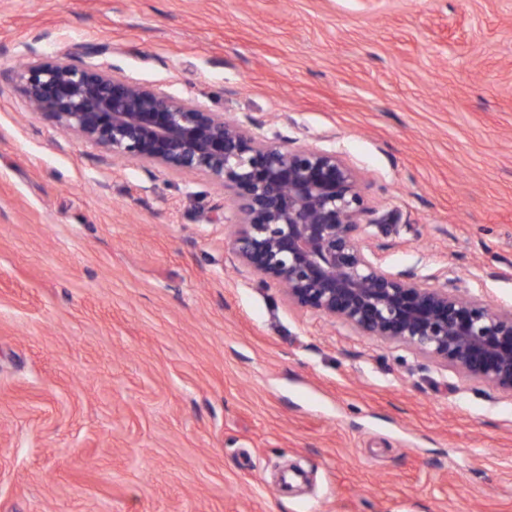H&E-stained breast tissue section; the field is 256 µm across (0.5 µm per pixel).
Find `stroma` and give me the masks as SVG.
<instances>
[{"instance_id":"stroma-1","label":"stroma","mask_w":512,"mask_h":512,"mask_svg":"<svg viewBox=\"0 0 512 512\" xmlns=\"http://www.w3.org/2000/svg\"><path fill=\"white\" fill-rule=\"evenodd\" d=\"M331 149L397 272L512 305V0H0V512H512V397L288 305L224 192L28 112L27 49Z\"/></svg>"}]
</instances>
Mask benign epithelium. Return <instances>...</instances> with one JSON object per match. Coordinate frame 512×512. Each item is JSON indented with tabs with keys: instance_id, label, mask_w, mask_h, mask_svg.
Returning <instances> with one entry per match:
<instances>
[{
	"instance_id": "7a95c632",
	"label": "benign epithelium",
	"mask_w": 512,
	"mask_h": 512,
	"mask_svg": "<svg viewBox=\"0 0 512 512\" xmlns=\"http://www.w3.org/2000/svg\"><path fill=\"white\" fill-rule=\"evenodd\" d=\"M26 106L61 133L133 161L194 173L224 189L231 251L288 304L404 346L512 397V306L446 275L395 273L378 235L392 226L336 149L256 135L186 98L124 76L92 51H28L16 71Z\"/></svg>"
}]
</instances>
